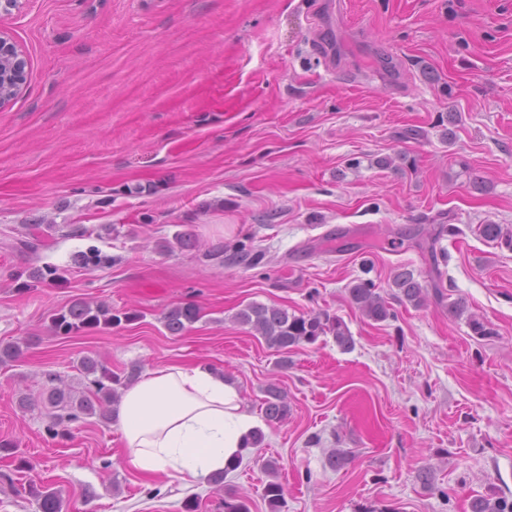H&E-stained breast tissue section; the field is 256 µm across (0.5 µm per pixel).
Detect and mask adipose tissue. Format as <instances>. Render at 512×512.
Here are the masks:
<instances>
[{"label":"adipose tissue","instance_id":"1","mask_svg":"<svg viewBox=\"0 0 512 512\" xmlns=\"http://www.w3.org/2000/svg\"><path fill=\"white\" fill-rule=\"evenodd\" d=\"M114 426L127 469L150 479L176 472L193 483L243 456L260 423L223 373L171 360L123 389Z\"/></svg>","mask_w":512,"mask_h":512}]
</instances>
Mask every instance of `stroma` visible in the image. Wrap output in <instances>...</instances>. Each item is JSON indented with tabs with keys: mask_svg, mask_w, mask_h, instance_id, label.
<instances>
[{
	"mask_svg": "<svg viewBox=\"0 0 512 512\" xmlns=\"http://www.w3.org/2000/svg\"><path fill=\"white\" fill-rule=\"evenodd\" d=\"M28 61L0 108V512H224L208 481L131 473L110 421L54 434L49 375L82 391L77 364L147 371L177 358L237 382L261 414L269 386L290 413L224 479L269 512H470L512 498V0H23L0 16ZM452 226L434 260L422 227ZM196 245L183 248L179 234ZM97 249L104 264L82 267ZM61 280L30 282L42 268ZM411 272L444 296L399 300ZM372 282L384 321L349 288ZM462 299L463 315L448 303ZM104 301L138 321L70 338L49 314ZM193 302L201 319L167 331ZM252 302L340 317L287 368L236 313ZM495 336H472L468 316ZM353 458L333 469L331 450ZM277 460L270 476L264 460ZM201 318V310L193 303H181L168 309L163 316L164 326L171 334H179ZM28 494L36 502L39 512H62L63 500L58 491L30 483ZM470 512H512V499L492 492L472 500Z\"/></svg>",
	"mask_w": 512,
	"mask_h": 512,
	"instance_id": "stroma-1",
	"label": "stroma"
}]
</instances>
